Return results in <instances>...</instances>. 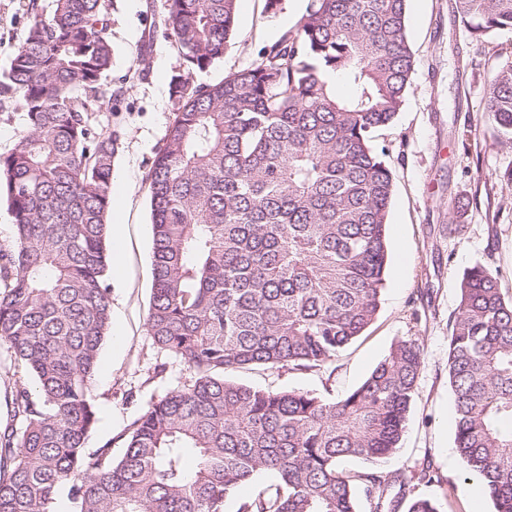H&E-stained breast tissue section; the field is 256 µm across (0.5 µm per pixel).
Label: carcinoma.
<instances>
[{
	"mask_svg": "<svg viewBox=\"0 0 512 512\" xmlns=\"http://www.w3.org/2000/svg\"><path fill=\"white\" fill-rule=\"evenodd\" d=\"M407 0H308L297 29L218 82L192 75L224 57L237 0H163L135 57L176 46L172 119L146 175L152 226L147 332L188 377L150 402L124 452L91 450L92 381L109 337L108 218L120 132L110 0H52L30 17L0 109L25 127L0 153L13 218L0 247V341L34 381L17 383L0 429V512H357L392 486L379 462L399 450L422 368L400 340L340 399L245 385L240 369L322 367L373 322L389 260L392 173L374 132L401 110L414 71ZM477 42L512 33V0H454ZM348 88L336 93L334 79ZM484 112L512 145V57ZM448 321L454 445L470 479L512 512V296L499 272L464 274ZM345 458L371 467L340 469ZM264 473L274 484H256ZM253 494L237 497L245 484Z\"/></svg>",
	"mask_w": 512,
	"mask_h": 512,
	"instance_id": "obj_1",
	"label": "carcinoma"
}]
</instances>
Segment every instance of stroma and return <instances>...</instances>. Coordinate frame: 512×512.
I'll list each match as a JSON object with an SVG mask.
<instances>
[{"mask_svg":"<svg viewBox=\"0 0 512 512\" xmlns=\"http://www.w3.org/2000/svg\"><path fill=\"white\" fill-rule=\"evenodd\" d=\"M147 0H113L114 58L109 83L128 80L145 28ZM51 0H0V72L8 68L32 12H49ZM307 0H284L265 10L264 0H238L235 33L224 60L195 74L198 83L249 67L259 50L296 29ZM408 31L415 71L394 123L378 132L394 192L389 209L390 261L380 308L372 324L339 357L308 371L275 373L256 368L233 372L234 380L275 390H309L338 398L358 386L399 340H416L423 364L398 452L383 469L410 475L422 468L432 482L417 483L413 496L437 502L441 512H493L468 491L465 468L454 449V402L448 385V319L459 301L465 270L488 262L500 270V287L512 295V149L502 146L485 111L486 93L503 50L505 33L471 43L455 26L452 0H408ZM179 64L176 48L157 40L147 79L128 81L118 116L98 113L99 127L118 125L121 137L113 190L125 200L121 227L126 247L119 273L110 275L112 335L101 350L92 383L97 426L90 447L111 444L123 452L131 422L152 399L177 388L187 372L170 367L153 377L157 353L147 333L152 293L150 209L145 183L156 149L172 118L170 81ZM464 204L455 214L454 203Z\"/></svg>","mask_w":512,"mask_h":512,"instance_id":"35a3bbf8","label":"stroma"}]
</instances>
